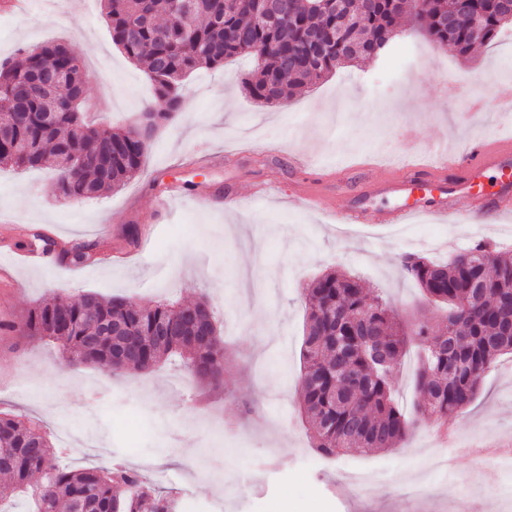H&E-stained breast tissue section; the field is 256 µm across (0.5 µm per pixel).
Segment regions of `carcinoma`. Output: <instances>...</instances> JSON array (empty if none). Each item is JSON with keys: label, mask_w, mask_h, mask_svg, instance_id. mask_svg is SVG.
<instances>
[{"label": "carcinoma", "mask_w": 512, "mask_h": 512, "mask_svg": "<svg viewBox=\"0 0 512 512\" xmlns=\"http://www.w3.org/2000/svg\"><path fill=\"white\" fill-rule=\"evenodd\" d=\"M285 0L286 18L262 22L267 0H104L112 42L135 64L147 67L154 97L136 122L117 130L82 117L86 68L63 42L20 48L0 60V167L49 166L55 191L64 197H97L119 190L141 170L155 132L176 119L185 78L216 69L243 54L247 42L268 53L243 81L252 99L281 103L292 93L360 57L387 54L400 38L403 10L394 0ZM413 27L461 56L493 42L512 24V0H468L448 20V0H412ZM336 45L324 57L311 55L313 37ZM58 80L52 90L38 75ZM43 247L58 249L75 265L97 261L95 246L70 248L41 233ZM401 272L430 303L446 306L437 323L407 327L383 298H368L359 281L333 270L306 289L301 349V412L313 450L333 459L355 448H397L418 417L445 422L470 404L486 371L512 352V257L478 241L448 262L408 253ZM21 335L56 344L66 368L105 364L116 375L134 376L177 359L204 386L224 379V340L205 297L187 304L162 301L133 306L93 292L35 304L10 324ZM424 353L415 375V415L393 399V376L409 345ZM48 434L21 414L0 413V501L17 492L32 497L34 512H176L175 500L142 483L125 467L73 470L55 464Z\"/></svg>", "instance_id": "carcinoma-1"}]
</instances>
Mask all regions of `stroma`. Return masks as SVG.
I'll list each match as a JSON object with an SVG mask.
<instances>
[{"label": "stroma", "instance_id": "35a3bbf8", "mask_svg": "<svg viewBox=\"0 0 512 512\" xmlns=\"http://www.w3.org/2000/svg\"><path fill=\"white\" fill-rule=\"evenodd\" d=\"M393 57L337 68L281 104L246 97L253 60L203 68L186 81L182 112L151 141L140 173L95 199L57 196L51 170L0 168V257L30 251L32 229L63 242L95 244L92 265L61 261L18 267L17 284L0 287V322L17 320L57 294L92 291L150 306L206 295L232 354L224 384L200 400L192 377L171 363L130 380L106 365L56 368L41 340L0 331V412L22 414L50 434L59 464L82 469L130 466L143 481L197 512H512L506 471L455 456L454 471L434 468L440 425L419 417L406 446L314 454L300 417L297 384L304 292L334 266L401 314L423 296L400 270L406 253L449 260L475 239L467 224H336L323 212L288 205V195L317 186L329 206L356 203L380 212L393 195H365L384 171L358 169L360 153L398 157L407 143L447 136L450 146L512 138L498 85L512 84V30L465 57L403 23ZM67 41L87 66L85 111L116 127L133 123L152 101L142 68L113 44L102 0H29L26 14L0 12V58L22 46ZM482 100L465 121L463 103ZM303 152L321 172L294 170ZM269 186L256 199V184ZM181 197L155 207L170 185ZM136 227L137 244L126 231ZM258 412L243 415V405ZM461 440L512 448V354L501 355L476 399L448 417ZM430 491L415 498L411 483Z\"/></svg>", "mask_w": 512, "mask_h": 512}]
</instances>
